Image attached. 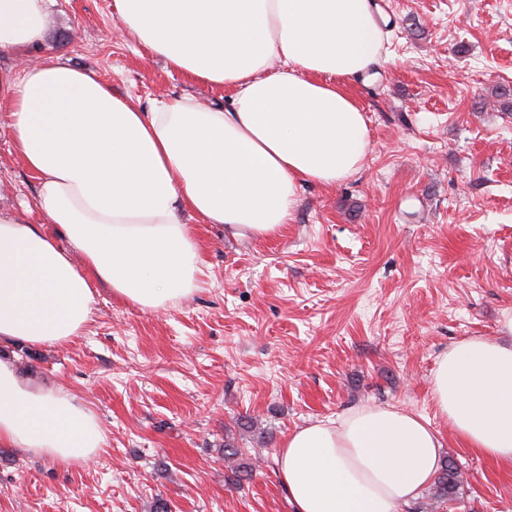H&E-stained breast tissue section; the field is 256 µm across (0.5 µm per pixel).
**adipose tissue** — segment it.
Wrapping results in <instances>:
<instances>
[{
  "mask_svg": "<svg viewBox=\"0 0 512 512\" xmlns=\"http://www.w3.org/2000/svg\"><path fill=\"white\" fill-rule=\"evenodd\" d=\"M54 2L0 0V106L55 227L0 210V347L80 336L96 283L142 308L176 306L206 275L185 213L265 237L302 186L362 171L370 130L344 82L384 54L370 0H114L122 33L233 90L223 106L187 94L147 110L59 59L28 65ZM431 394L468 447L512 466V343L450 344ZM103 445L76 397L33 387L0 356L1 448L73 466ZM443 446L422 415L366 403L294 428L276 462L293 512H397L434 480Z\"/></svg>",
  "mask_w": 512,
  "mask_h": 512,
  "instance_id": "1",
  "label": "adipose tissue"
}]
</instances>
